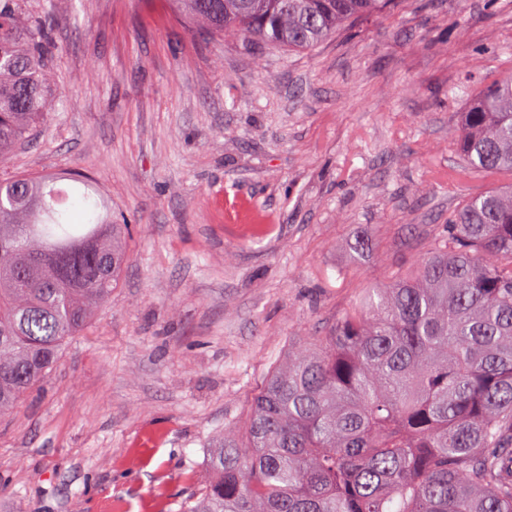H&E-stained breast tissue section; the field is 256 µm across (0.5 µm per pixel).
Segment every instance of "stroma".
Listing matches in <instances>:
<instances>
[{
	"mask_svg": "<svg viewBox=\"0 0 512 512\" xmlns=\"http://www.w3.org/2000/svg\"><path fill=\"white\" fill-rule=\"evenodd\" d=\"M24 9L50 14L57 97L0 178L88 179L128 261L0 416V512H177L289 350L512 183L453 139L470 95L512 72V0H391L304 51L207 34L167 0Z\"/></svg>",
	"mask_w": 512,
	"mask_h": 512,
	"instance_id": "35a3bbf8",
	"label": "stroma"
}]
</instances>
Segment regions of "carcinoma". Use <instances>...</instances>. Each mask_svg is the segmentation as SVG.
Segmentation results:
<instances>
[{
    "mask_svg": "<svg viewBox=\"0 0 512 512\" xmlns=\"http://www.w3.org/2000/svg\"><path fill=\"white\" fill-rule=\"evenodd\" d=\"M387 0H171L215 35L304 50ZM0 0V159L54 99L48 13ZM473 172L512 174V75L471 95L455 135ZM0 182V415L112 296L126 225L97 189ZM180 512H512V184L465 201L411 276L371 288L288 351L241 438L209 449Z\"/></svg>",
    "mask_w": 512,
    "mask_h": 512,
    "instance_id": "1",
    "label": "carcinoma"
}]
</instances>
